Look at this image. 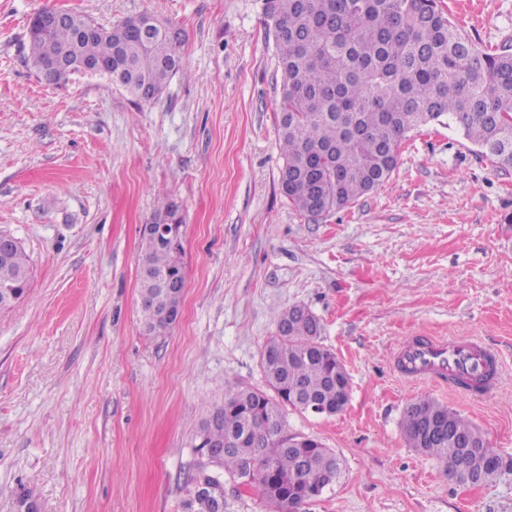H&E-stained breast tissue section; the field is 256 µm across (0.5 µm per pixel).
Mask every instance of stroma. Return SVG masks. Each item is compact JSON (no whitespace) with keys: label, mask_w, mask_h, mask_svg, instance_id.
Wrapping results in <instances>:
<instances>
[{"label":"stroma","mask_w":512,"mask_h":512,"mask_svg":"<svg viewBox=\"0 0 512 512\" xmlns=\"http://www.w3.org/2000/svg\"><path fill=\"white\" fill-rule=\"evenodd\" d=\"M444 3L478 49L512 47V0ZM47 8L153 16L184 32L181 68L149 102L100 76L46 85L23 44ZM280 88L263 0H0V233L32 268L0 310V512L24 486L42 512H186L201 423L227 387L266 389L274 314L295 305L350 378L336 415L287 412L289 434L340 461L301 512H512V168L436 123L386 182L311 219L279 186ZM162 190L185 222L186 288L153 336L138 259ZM431 335L495 347L496 388L400 379L393 350ZM425 394L486 435L493 480L456 484L409 446L403 412Z\"/></svg>","instance_id":"1"}]
</instances>
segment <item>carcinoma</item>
Returning <instances> with one entry per match:
<instances>
[{
    "mask_svg": "<svg viewBox=\"0 0 512 512\" xmlns=\"http://www.w3.org/2000/svg\"><path fill=\"white\" fill-rule=\"evenodd\" d=\"M272 29L281 98L278 139L281 191L301 213L317 218L340 210L390 178L400 147L411 133L447 121L479 152L501 168H512V51L475 48L450 19L441 0H264ZM40 14L29 21L28 61L36 73L56 48L66 56L49 83L66 84L84 64L103 63L112 83L141 101L157 98L181 68L182 35L140 17L108 27L68 12L65 21L42 33ZM156 224L183 220L164 196ZM142 322L152 335L172 326L168 311L182 307L184 251L154 231H143L139 256ZM29 256L16 245L0 262V289L15 301L26 294ZM299 306L279 311L276 332L263 349L262 370L272 393L231 388L218 406L222 421L203 423L195 451L211 457L235 479L260 488L277 512H299L309 490L331 485L339 472L336 456L321 442L304 439L287 448L284 410L317 409L333 415L349 398V376L336 354L320 342L314 314ZM401 427L408 444L447 465L460 484L494 478L502 459L482 432L458 412L428 396L405 410ZM209 477L206 488L187 501L190 512H218Z\"/></svg>",
    "mask_w": 512,
    "mask_h": 512,
    "instance_id": "1",
    "label": "carcinoma"
}]
</instances>
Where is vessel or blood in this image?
I'll use <instances>...</instances> for the list:
<instances>
[{
  "instance_id": "vessel-or-blood-1",
  "label": "vessel or blood",
  "mask_w": 512,
  "mask_h": 512,
  "mask_svg": "<svg viewBox=\"0 0 512 512\" xmlns=\"http://www.w3.org/2000/svg\"><path fill=\"white\" fill-rule=\"evenodd\" d=\"M400 362L408 379L427 381L468 395L473 385L483 391L493 386L488 364L493 354L478 341L460 336L447 339L432 336L424 342L409 341L399 350Z\"/></svg>"
}]
</instances>
